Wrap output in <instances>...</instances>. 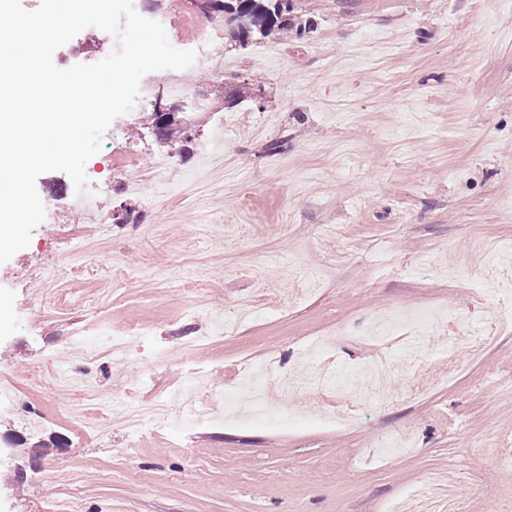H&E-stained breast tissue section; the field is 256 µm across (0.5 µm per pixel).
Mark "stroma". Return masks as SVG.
I'll return each mask as SVG.
<instances>
[{
  "label": "stroma",
  "mask_w": 512,
  "mask_h": 512,
  "mask_svg": "<svg viewBox=\"0 0 512 512\" xmlns=\"http://www.w3.org/2000/svg\"><path fill=\"white\" fill-rule=\"evenodd\" d=\"M303 38L235 47L204 17L179 21L178 49L220 47L216 75L191 65L193 95L222 82L262 97L216 101L223 153H204L211 114L190 121L189 154L152 172L162 146L146 108L116 117L85 166L117 217L55 226L72 181L37 180L48 215L0 264V512H49L77 491L80 512H392L442 475L464 512H512V0H295ZM111 43L87 28L53 57L65 69ZM275 53H267V44ZM262 127L248 135L239 122ZM284 148L269 151L271 142ZM138 150V198L106 190L110 160ZM143 207L144 224H126ZM85 250L70 267L51 239ZM54 264L52 281L39 274ZM251 297L259 313L207 340L205 313ZM46 305L44 315L33 306ZM447 307L467 314L413 339H381L380 315ZM492 328L474 352L464 329ZM124 334L119 353L86 358L70 333ZM277 358L268 384L278 423L254 415L238 370ZM387 362L388 400L368 386ZM350 374L307 385L315 365ZM72 368L91 387L28 386ZM206 375L197 400L236 415L209 425L125 429L108 401L161 403ZM298 385L284 396L282 379Z\"/></svg>",
  "instance_id": "35a3bbf8"
}]
</instances>
